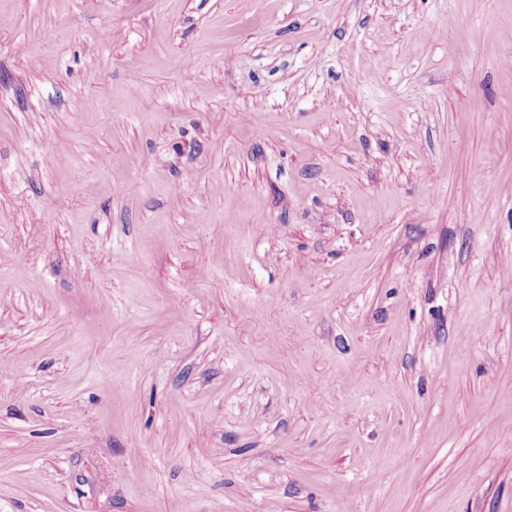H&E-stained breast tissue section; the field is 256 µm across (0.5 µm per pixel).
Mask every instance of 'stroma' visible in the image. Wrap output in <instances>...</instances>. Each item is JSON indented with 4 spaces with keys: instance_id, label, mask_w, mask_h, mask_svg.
I'll return each instance as SVG.
<instances>
[{
    "instance_id": "obj_1",
    "label": "stroma",
    "mask_w": 512,
    "mask_h": 512,
    "mask_svg": "<svg viewBox=\"0 0 512 512\" xmlns=\"http://www.w3.org/2000/svg\"><path fill=\"white\" fill-rule=\"evenodd\" d=\"M0 512H512V0H0Z\"/></svg>"
}]
</instances>
